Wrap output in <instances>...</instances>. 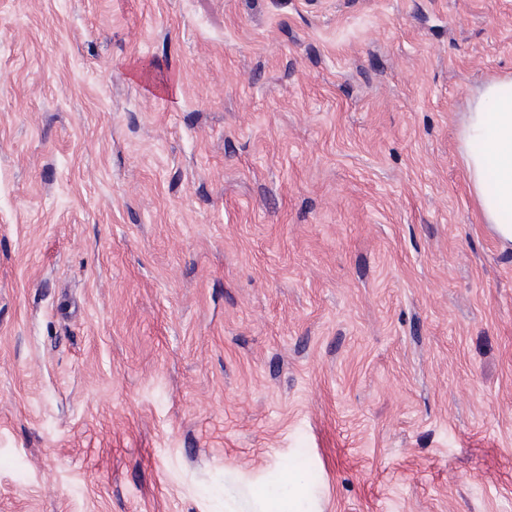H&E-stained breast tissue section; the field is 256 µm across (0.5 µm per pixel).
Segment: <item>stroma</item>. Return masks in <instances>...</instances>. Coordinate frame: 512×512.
I'll return each mask as SVG.
<instances>
[{
  "instance_id": "obj_1",
  "label": "stroma",
  "mask_w": 512,
  "mask_h": 512,
  "mask_svg": "<svg viewBox=\"0 0 512 512\" xmlns=\"http://www.w3.org/2000/svg\"><path fill=\"white\" fill-rule=\"evenodd\" d=\"M494 77L512 0H0V512H512ZM477 142L482 151L472 149ZM458 147L483 224H490L504 245L512 244V78H492L475 92ZM489 176L492 194L486 188ZM240 512H319L317 502L307 493L297 475H289L288 483L278 491L255 490Z\"/></svg>"
}]
</instances>
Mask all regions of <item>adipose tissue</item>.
Returning a JSON list of instances; mask_svg holds the SVG:
<instances>
[{"instance_id": "obj_1", "label": "adipose tissue", "mask_w": 512, "mask_h": 512, "mask_svg": "<svg viewBox=\"0 0 512 512\" xmlns=\"http://www.w3.org/2000/svg\"><path fill=\"white\" fill-rule=\"evenodd\" d=\"M482 151H475V143ZM458 147L483 223L512 244V78H493L479 88L458 135ZM246 512H319L302 480L289 476L277 491H252Z\"/></svg>"}]
</instances>
